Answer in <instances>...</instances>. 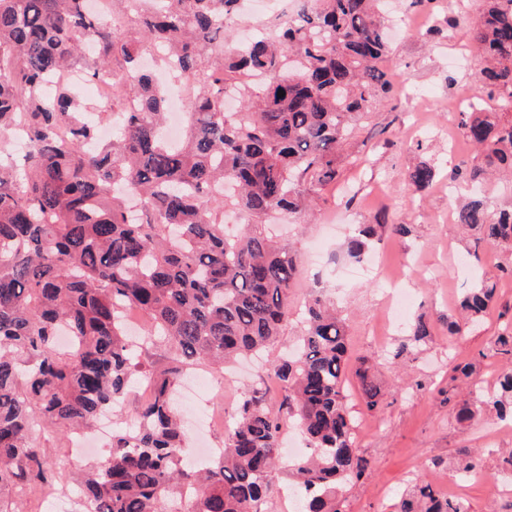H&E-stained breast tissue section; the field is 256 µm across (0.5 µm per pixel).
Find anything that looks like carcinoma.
<instances>
[{"instance_id":"obj_1","label":"carcinoma","mask_w":512,"mask_h":512,"mask_svg":"<svg viewBox=\"0 0 512 512\" xmlns=\"http://www.w3.org/2000/svg\"><path fill=\"white\" fill-rule=\"evenodd\" d=\"M122 2L124 24L111 28L86 0H0V133L20 124L28 141L19 168L0 140V494L49 483L43 451L29 442L36 424L70 430L119 404L136 371L123 309L147 316L145 344L164 337L187 360L222 364L269 348L288 327L300 261L266 222L299 218L311 196L336 184L342 146L394 87L383 0H289L291 11L243 46L218 38L244 0ZM470 28L485 62L479 89L497 108L459 113L478 159L452 166L448 179L479 187L489 174L512 176V118L503 119L512 111V0H480ZM147 43L161 54L156 72L137 65ZM72 69L90 80L110 72L125 87L112 99L123 116L117 135L94 151L86 146L97 129L61 79ZM252 75L265 80L255 85ZM163 78L196 89L177 143L162 137ZM436 174L420 162L407 179L422 192ZM229 206L242 219L236 235L224 232ZM454 211L478 242L512 247V208L473 191ZM380 229L410 232L363 224L346 241L347 255L361 260ZM509 278L511 262L479 274L448 335L475 325ZM301 324L297 351L271 363L267 376L310 449L287 465L303 512H340L343 494L370 467L355 444L349 374L366 410L382 393L367 368L352 367L345 322L321 293ZM62 330L69 348L57 344ZM429 336V325L415 321L384 360ZM481 355L512 362V317ZM183 371L141 372L153 396L137 428L113 436L109 459L85 479L81 502L94 512H171L180 493L183 512H260L274 493L282 420L260 388L239 403L221 452L201 467L183 462L185 432L171 398ZM454 400L460 424L487 408L512 420V371L493 389L475 382L456 390ZM457 461L464 477L483 472L469 448ZM392 512L469 506L420 477Z\"/></svg>"}]
</instances>
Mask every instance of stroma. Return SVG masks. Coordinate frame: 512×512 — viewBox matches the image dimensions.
I'll use <instances>...</instances> for the list:
<instances>
[{"label":"stroma","instance_id":"35a3bbf8","mask_svg":"<svg viewBox=\"0 0 512 512\" xmlns=\"http://www.w3.org/2000/svg\"><path fill=\"white\" fill-rule=\"evenodd\" d=\"M477 0H434L429 24L419 31L394 37L392 63L401 92L375 103L372 114L346 148L344 179L358 195L345 203L338 193L324 190L312 211L295 222L272 225L283 244L300 256L301 274L288 295L293 314H301L314 286L335 300L348 332L353 363H365L383 401L367 411L357 387H350L355 409L356 446L370 459L371 468L347 492L342 512H390L406 480L419 473L430 477L446 495H462L471 512H506L512 501V480L496 468L497 451L512 448V431L505 432L493 415L486 414L471 428L457 425L448 388V360L472 368V376L492 387L504 363L482 357L501 325V314L512 311V280L497 285L496 303L479 326L462 335L448 333L449 319L457 316L462 295L471 288L476 268L493 270L511 254L502 248L475 247L448 217V166L472 164V145L448 123V101L457 93L477 87L482 66L474 54L467 26L449 28L448 21L464 14L475 17ZM421 160L435 164L437 177L425 192L409 187L407 171ZM411 224L403 239L381 233L373 242L387 274L404 275V287L413 302L400 330L390 329L383 305L385 289L366 265L346 257L340 245L352 225L375 223L380 213ZM425 319L432 334L425 345L395 362L380 358L406 336V325ZM264 359L253 358L222 367L198 362L177 387L174 398L186 420L198 417L196 400L208 405L210 417L232 418L240 400L254 387L266 386L271 407H279L282 392L265 382ZM70 435L56 429L35 431L33 442L45 449L46 461L59 479L60 497H80L94 460L72 465ZM482 449L485 471L459 480L452 463L460 448ZM444 460L434 468L433 460Z\"/></svg>","mask_w":512,"mask_h":512}]
</instances>
